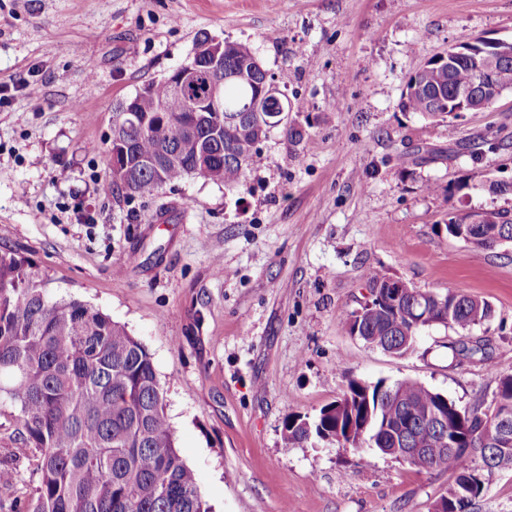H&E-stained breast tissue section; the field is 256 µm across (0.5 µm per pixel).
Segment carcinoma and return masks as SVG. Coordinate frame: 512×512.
<instances>
[{
    "label": "carcinoma",
    "mask_w": 512,
    "mask_h": 512,
    "mask_svg": "<svg viewBox=\"0 0 512 512\" xmlns=\"http://www.w3.org/2000/svg\"><path fill=\"white\" fill-rule=\"evenodd\" d=\"M253 51L229 42L224 50L223 111L208 124L194 122L191 98H206L210 78L201 74L185 92L161 79L148 85L136 111L118 134L127 146L129 173H110L109 185L133 196L153 195L191 176L240 191L267 135L261 125L282 113L267 95L265 75L248 65ZM477 54L434 56L408 79L401 108L425 119L448 117L454 90L482 83ZM493 81L512 88V58L498 65ZM165 112L155 111L156 106ZM177 154V160L167 154ZM467 224L452 213L448 235L478 247L512 243V218ZM36 264L0 246V431L14 447L30 452L37 484L13 512H211L195 472L181 459L165 412L164 395L145 346L108 315L77 299H57ZM367 288L373 305L343 316L349 333L401 356L417 332L443 326L469 330L488 323L491 304L460 292L437 293L373 271ZM453 357L486 356L476 341L451 347ZM495 395L512 407V371L489 366ZM372 430L356 443L346 434L366 420ZM499 411L488 402L460 408L416 380L386 383L351 378L343 395L310 417L290 414L289 444L307 435L339 448H372L392 455L398 441L421 449L409 465L448 472L452 482L439 501L450 512H472L485 490L483 471L512 465V449L494 450L485 440L499 433ZM448 446L438 447L442 437Z\"/></svg>",
    "instance_id": "carcinoma-1"
}]
</instances>
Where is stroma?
<instances>
[{"label": "stroma", "mask_w": 512, "mask_h": 512, "mask_svg": "<svg viewBox=\"0 0 512 512\" xmlns=\"http://www.w3.org/2000/svg\"><path fill=\"white\" fill-rule=\"evenodd\" d=\"M210 36L286 78L244 191L190 177L148 197L105 189L112 111ZM479 38L512 41V0H0V246L54 296L89 303L149 352L178 452L212 512H432L449 474L317 439L286 444L350 378L413 379L459 407L512 370V243L449 236L456 210L512 212V93L455 121L399 107L409 76ZM487 299L485 356L425 328L395 357L341 323L372 270ZM0 512L33 466L0 443ZM474 512H512V467Z\"/></svg>", "instance_id": "stroma-1"}]
</instances>
